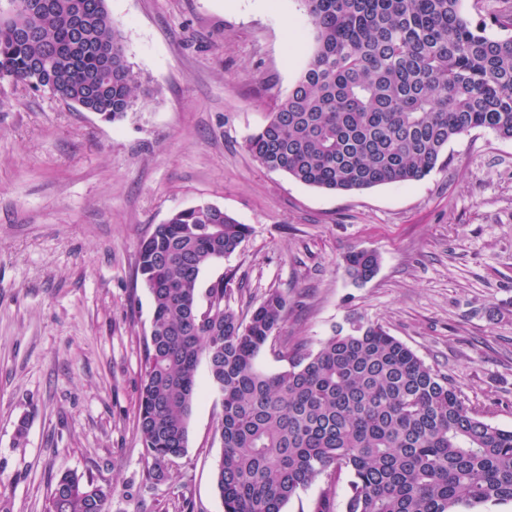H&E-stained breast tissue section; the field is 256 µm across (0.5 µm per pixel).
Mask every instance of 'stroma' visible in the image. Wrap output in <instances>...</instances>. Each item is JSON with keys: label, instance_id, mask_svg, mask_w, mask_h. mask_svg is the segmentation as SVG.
I'll return each instance as SVG.
<instances>
[{"label": "stroma", "instance_id": "obj_1", "mask_svg": "<svg viewBox=\"0 0 512 512\" xmlns=\"http://www.w3.org/2000/svg\"><path fill=\"white\" fill-rule=\"evenodd\" d=\"M128 59L159 93L107 122L0 80V512H44L74 470L112 487L109 512H224L215 487L222 412L207 365L185 455L145 478L136 427L153 316L137 246L206 200L249 225L200 288L236 313L288 296L258 357L317 349L378 323L446 375L467 405L512 429V141L474 130L423 180L334 193L261 167L244 140L291 87L312 40L299 0H108ZM375 251L354 282L343 257Z\"/></svg>", "mask_w": 512, "mask_h": 512}]
</instances>
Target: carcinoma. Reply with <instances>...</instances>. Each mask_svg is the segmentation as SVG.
Returning a JSON list of instances; mask_svg holds the SVG:
<instances>
[{"label":"carcinoma","mask_w":512,"mask_h":512,"mask_svg":"<svg viewBox=\"0 0 512 512\" xmlns=\"http://www.w3.org/2000/svg\"><path fill=\"white\" fill-rule=\"evenodd\" d=\"M0 10V79L114 122L156 88L129 62L107 0H26ZM313 47L288 93L245 140L264 168L317 189L353 192L419 181L448 143L475 129L512 140V36L489 34L463 0H300ZM512 30V9L474 0ZM112 50L111 66L103 50ZM250 228L201 201L155 225L138 247L152 304L137 409L150 480L186 451L197 369L222 396L215 479L224 512H285L324 476L311 512H458L512 500V429L469 407L448 378L379 324L333 330L317 350L284 344L268 374L256 360L281 328L288 296L271 289L245 318L224 281L197 310L198 280ZM347 274L370 280L379 256L353 249ZM111 490L92 475L55 479L45 512H106Z\"/></svg>","instance_id":"cac0c4a2"}]
</instances>
